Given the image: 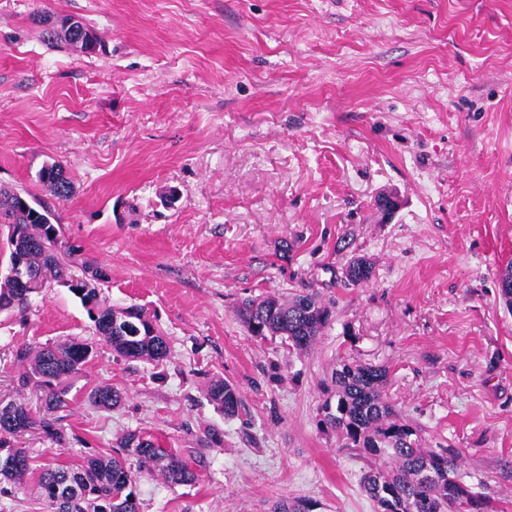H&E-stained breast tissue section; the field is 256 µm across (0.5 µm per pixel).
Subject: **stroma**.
Wrapping results in <instances>:
<instances>
[{
    "label": "stroma",
    "instance_id": "1",
    "mask_svg": "<svg viewBox=\"0 0 512 512\" xmlns=\"http://www.w3.org/2000/svg\"><path fill=\"white\" fill-rule=\"evenodd\" d=\"M43 14L81 20L96 52L49 44ZM53 162L64 201L39 180ZM0 185L50 206L70 274L105 268L101 298L170 345L159 364L98 346L66 444L24 440L34 467L136 431L201 451L195 483L143 474L140 512H375L363 460L320 423L343 359L386 366L427 446L461 449L458 478L512 512V0H0ZM355 255L369 283L346 282ZM307 289L335 306L306 353L237 316ZM95 336L62 282L0 312V402L23 396L17 345ZM215 379L237 417L209 402ZM101 384L120 407L89 405ZM53 167H58L55 175L48 178L51 170L46 167L43 169L42 175L45 179H48L45 180L40 177V180L50 195L59 200H67L73 192L72 183L66 176L64 169L60 164H58V166L51 165V168ZM345 280L354 286L370 282L373 275V265L364 256H353L346 263L343 271ZM207 398L219 410L225 418H233L238 415L241 407V397L238 390L224 379L212 380L207 388Z\"/></svg>",
    "mask_w": 512,
    "mask_h": 512
}]
</instances>
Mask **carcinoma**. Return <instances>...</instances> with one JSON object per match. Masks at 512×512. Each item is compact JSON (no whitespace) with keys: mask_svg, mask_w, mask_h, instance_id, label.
<instances>
[{"mask_svg":"<svg viewBox=\"0 0 512 512\" xmlns=\"http://www.w3.org/2000/svg\"><path fill=\"white\" fill-rule=\"evenodd\" d=\"M49 42H66L85 52L97 48L99 39L90 28L76 37L64 25H48ZM46 190L59 200L68 199L72 183L63 167L54 176L42 180ZM48 207L31 204L20 192L0 187V224L22 228L27 233L7 237L9 262L26 259L29 268L47 269L55 280L68 277L67 268L56 253L62 247L60 225L41 228ZM354 286L370 282L372 263L363 256H353L343 271ZM502 298L512 311V262L500 272ZM94 322L99 340L113 353L128 359L163 361L169 356L164 336L147 323L139 322L146 310L137 307L116 311L101 303L94 288H73ZM30 295L6 278L0 283V311H25ZM333 304L317 292L306 290L288 299L258 295L245 300L238 316L251 336L265 339L279 336L298 353L311 349L322 330L330 323ZM95 342L69 341L41 346H17L14 359L28 366L19 384L32 387L43 413L37 415L25 402H15L8 412L0 411V495L17 498L34 481L49 512H139V474L154 470L171 485L194 482L197 474L188 459L171 448L162 447L154 438L140 432L126 434L120 451L112 455H89L77 465L47 467L40 472L30 469L27 449L15 445L16 437L40 430L63 443L62 417L58 412L69 406L67 380L79 374L93 354ZM336 403L322 407V422L341 442L368 459L361 478L366 495L384 512L383 498L393 495L391 512H493L490 501L474 495L456 476L462 452L444 448L436 452L424 447L420 430L400 416L388 400V370L382 366L338 363L335 370ZM89 401L99 409L112 410L123 402L120 392L108 385L94 387ZM207 398L224 417L238 415L241 397L231 383L216 379L209 383ZM308 499H280L272 512H306Z\"/></svg>","mask_w":512,"mask_h":512,"instance_id":"1","label":"carcinoma"}]
</instances>
